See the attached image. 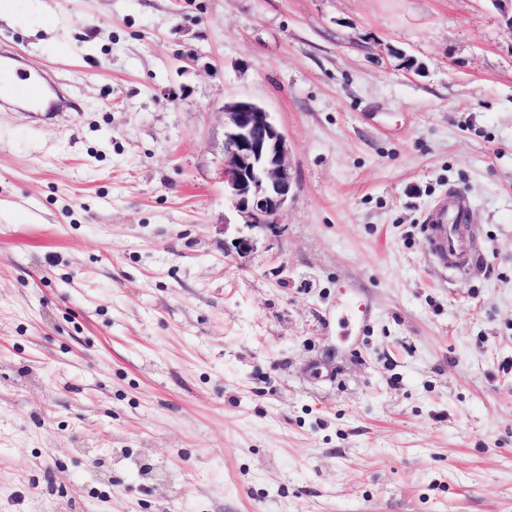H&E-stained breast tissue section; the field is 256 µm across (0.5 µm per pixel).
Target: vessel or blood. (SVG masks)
Returning a JSON list of instances; mask_svg holds the SVG:
<instances>
[{
  "label": "vessel or blood",
  "mask_w": 512,
  "mask_h": 512,
  "mask_svg": "<svg viewBox=\"0 0 512 512\" xmlns=\"http://www.w3.org/2000/svg\"><path fill=\"white\" fill-rule=\"evenodd\" d=\"M14 62V52L1 48L0 66L14 70L15 78L9 86L0 88V98L28 105L46 121L55 113L78 110V103L54 88L46 74L15 71ZM465 220L463 194L450 193L447 207L439 210L428 223L429 237L436 251L467 255L468 244L458 230L459 224Z\"/></svg>",
  "instance_id": "b4317fda"
}]
</instances>
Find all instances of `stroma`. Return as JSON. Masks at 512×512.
<instances>
[{"label": "stroma", "instance_id": "stroma-1", "mask_svg": "<svg viewBox=\"0 0 512 512\" xmlns=\"http://www.w3.org/2000/svg\"><path fill=\"white\" fill-rule=\"evenodd\" d=\"M0 42L81 105L0 107V512H512L511 14L0 0ZM236 97L291 146L266 229L219 178ZM464 196L454 191L448 195L447 207L439 210L428 222L429 237L436 251L448 252V255H468V243L458 231L457 224L466 221ZM448 231V235H447Z\"/></svg>", "mask_w": 512, "mask_h": 512}]
</instances>
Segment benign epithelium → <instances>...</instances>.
<instances>
[{
  "label": "benign epithelium",
  "instance_id": "obj_1",
  "mask_svg": "<svg viewBox=\"0 0 512 512\" xmlns=\"http://www.w3.org/2000/svg\"><path fill=\"white\" fill-rule=\"evenodd\" d=\"M222 119L224 199L252 228L278 223L296 189L287 135L249 99L224 102Z\"/></svg>",
  "mask_w": 512,
  "mask_h": 512
}]
</instances>
